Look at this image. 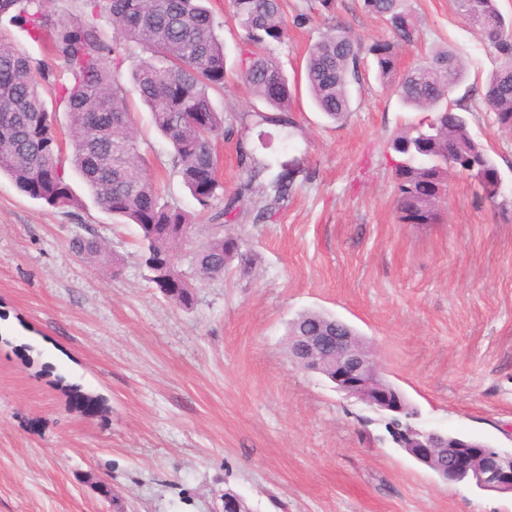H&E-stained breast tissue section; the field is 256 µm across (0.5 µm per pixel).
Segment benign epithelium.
Returning <instances> with one entry per match:
<instances>
[{"label":"benign epithelium","instance_id":"benign-epithelium-1","mask_svg":"<svg viewBox=\"0 0 512 512\" xmlns=\"http://www.w3.org/2000/svg\"><path fill=\"white\" fill-rule=\"evenodd\" d=\"M336 347V389L365 403L375 410L403 412L404 401L377 378L378 367L365 351L352 345L351 336H332L329 331H317L303 336L299 343L302 360L299 366L320 355L328 347ZM409 454L420 463L430 462L434 450L448 449L445 478L469 479L479 488L512 492V452H502L479 440H448L435 432L413 429L401 439Z\"/></svg>","mask_w":512,"mask_h":512}]
</instances>
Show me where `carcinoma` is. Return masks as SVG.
I'll use <instances>...</instances> for the list:
<instances>
[{"label": "carcinoma", "mask_w": 512, "mask_h": 512, "mask_svg": "<svg viewBox=\"0 0 512 512\" xmlns=\"http://www.w3.org/2000/svg\"><path fill=\"white\" fill-rule=\"evenodd\" d=\"M82 20L52 19L53 0H0V17L7 16L32 40L42 43L61 71L35 66L12 45L0 43V175L34 200L55 208H77L70 173H76L96 203L112 218L138 227L144 249L141 262L154 288L182 308L194 303L195 285L183 271L177 244L193 238L190 213L165 199L158 180L140 151L131 125L125 91L120 83L123 65L133 63L131 79L140 100L149 108L153 125L172 147L171 165L200 209L224 197L219 177L221 142L236 139L237 154L247 181L260 195L255 219L264 221L288 200L293 181L288 172L268 176V161L251 147L258 136L270 147L274 127L295 128L290 113L292 93L274 48L285 39L282 0H232L231 19L243 32L251 51L240 58L237 76L264 106L228 119L216 110L212 95L224 90L227 75L224 44L217 36L220 23L202 0H74ZM498 0H456L465 24L484 36L501 60L483 94L472 90L448 100L467 68L454 50L437 47L429 60L408 71L395 87L401 103L432 113L388 142L402 224H438L448 170L475 180L489 202L500 196V171L484 146L469 131L471 99L478 96L494 122L512 130V20L507 21ZM332 0H309L294 16L304 25L317 13L331 12ZM362 8L386 20L392 40L364 45L339 20L313 42L304 64V82L315 107L336 122L351 112L352 86L360 82L365 55L373 56L377 76L394 80L396 51L419 38L418 20L409 0H362ZM113 29L109 36L97 17ZM53 89L54 100L69 116L70 154L65 156L42 87ZM71 250L90 261L106 260L105 242L80 225ZM248 262L240 238L215 225L209 238L189 254L193 273L201 280L224 277L233 260ZM336 317L320 312L299 314L286 336L323 330ZM416 412L381 413L387 439L412 427Z\"/></svg>", "instance_id": "obj_1"}]
</instances>
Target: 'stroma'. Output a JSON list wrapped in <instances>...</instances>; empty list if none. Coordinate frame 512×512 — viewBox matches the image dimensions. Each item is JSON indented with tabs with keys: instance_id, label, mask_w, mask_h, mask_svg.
Masks as SVG:
<instances>
[{
	"instance_id": "35a3bbf8",
	"label": "stroma",
	"mask_w": 512,
	"mask_h": 512,
	"mask_svg": "<svg viewBox=\"0 0 512 512\" xmlns=\"http://www.w3.org/2000/svg\"><path fill=\"white\" fill-rule=\"evenodd\" d=\"M410 4L421 37L399 48L397 73L448 46L468 60L462 89L482 88L499 61L455 0ZM305 5L285 0L275 50L292 82L328 26L292 25ZM333 13L365 43L392 36L361 0H334ZM362 74L336 124L294 91V133L260 152L292 171L293 194L264 222L239 203L228 229L253 263L199 283L188 310L150 283L137 226L80 179L83 205L65 211L0 176V512H212L227 488L251 512H512V494L442 480L384 440L379 414L286 354L297 314H333L419 427L512 451V131L483 110L470 121L503 176L499 205L452 173L442 223H400L385 145L425 115L381 85L374 60ZM128 100L165 198L197 213L147 108ZM82 224L110 264L71 251Z\"/></svg>"
}]
</instances>
